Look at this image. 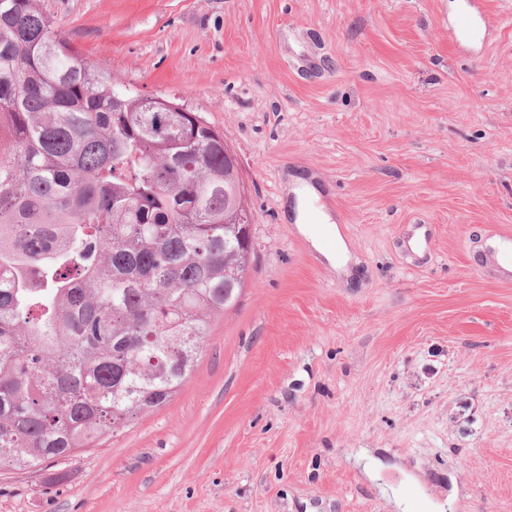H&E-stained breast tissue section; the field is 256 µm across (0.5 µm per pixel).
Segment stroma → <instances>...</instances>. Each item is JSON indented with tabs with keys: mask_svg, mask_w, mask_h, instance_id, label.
Masks as SVG:
<instances>
[{
	"mask_svg": "<svg viewBox=\"0 0 512 512\" xmlns=\"http://www.w3.org/2000/svg\"><path fill=\"white\" fill-rule=\"evenodd\" d=\"M45 0L236 154L254 255L174 399L0 473V512H512V0ZM314 177L352 260L284 215ZM463 6L456 18L458 34L469 40H479L490 28L489 18L481 11L476 0H463Z\"/></svg>",
	"mask_w": 512,
	"mask_h": 512,
	"instance_id": "obj_1",
	"label": "stroma"
}]
</instances>
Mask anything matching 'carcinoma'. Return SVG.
Returning <instances> with one entry per match:
<instances>
[{"mask_svg":"<svg viewBox=\"0 0 512 512\" xmlns=\"http://www.w3.org/2000/svg\"><path fill=\"white\" fill-rule=\"evenodd\" d=\"M116 85L0 0V472L168 404L250 268L224 137Z\"/></svg>","mask_w":512,"mask_h":512,"instance_id":"cac0c4a2","label":"carcinoma"}]
</instances>
